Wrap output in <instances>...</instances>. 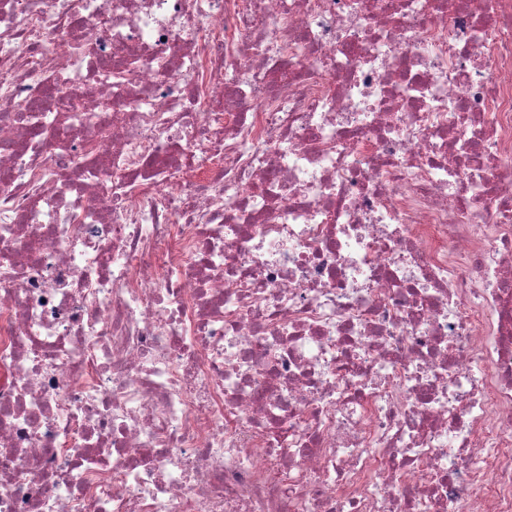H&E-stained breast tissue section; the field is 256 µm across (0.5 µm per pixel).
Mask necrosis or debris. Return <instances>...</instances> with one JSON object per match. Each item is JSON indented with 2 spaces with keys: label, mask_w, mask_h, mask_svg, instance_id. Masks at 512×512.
Masks as SVG:
<instances>
[{
  "label": "necrosis or debris",
  "mask_w": 512,
  "mask_h": 512,
  "mask_svg": "<svg viewBox=\"0 0 512 512\" xmlns=\"http://www.w3.org/2000/svg\"><path fill=\"white\" fill-rule=\"evenodd\" d=\"M0 512H512V0H0Z\"/></svg>",
  "instance_id": "obj_1"
}]
</instances>
